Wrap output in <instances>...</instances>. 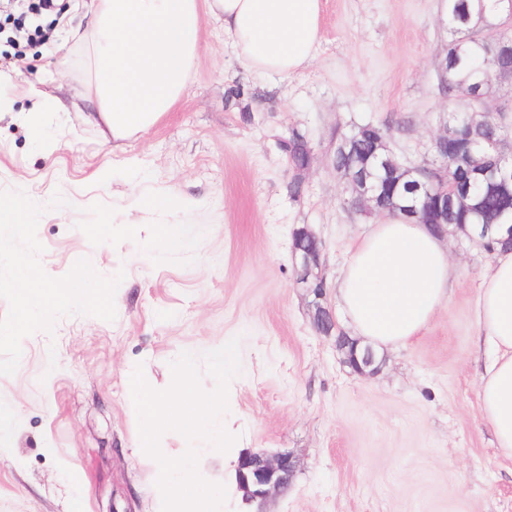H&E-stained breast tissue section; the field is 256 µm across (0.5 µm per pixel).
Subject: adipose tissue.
<instances>
[{
    "instance_id": "obj_1",
    "label": "adipose tissue",
    "mask_w": 512,
    "mask_h": 512,
    "mask_svg": "<svg viewBox=\"0 0 512 512\" xmlns=\"http://www.w3.org/2000/svg\"><path fill=\"white\" fill-rule=\"evenodd\" d=\"M88 21L59 44L77 59L82 99L102 138L129 141L152 128L184 95L201 44L204 17L220 21L224 42L250 69L295 75L320 41V0H85ZM29 107L0 91V112L19 111L45 153L59 148L43 117L66 104L29 86ZM453 265L427 225L386 218L350 252L337 306L361 343L375 351L409 343L450 301ZM491 355L481 377L480 411L501 457L512 459V250H500L473 306Z\"/></svg>"
}]
</instances>
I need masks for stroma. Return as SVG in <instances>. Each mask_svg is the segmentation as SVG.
<instances>
[{"mask_svg": "<svg viewBox=\"0 0 512 512\" xmlns=\"http://www.w3.org/2000/svg\"><path fill=\"white\" fill-rule=\"evenodd\" d=\"M444 0H321V41L309 66L282 80L244 67L219 22L203 21L202 47L181 100L149 131L114 149L78 113L52 120L64 140L54 155L11 115L0 117V191L21 190L45 205L36 236L51 277L81 259L106 278L124 272L116 318L58 317L26 336L13 374L0 375V407L22 416L0 431V512H156L155 460L137 450L129 372L171 386L170 363L185 349L206 352L240 340L241 373L228 412L236 442L162 433L166 457L199 455L203 479L223 485V512H246L235 480L248 451L287 453L297 471L266 512H512V460L501 458L480 414L483 354L472 306L493 256L461 236L449 305L408 345L383 357L374 375L342 362L335 339L312 324L311 297L297 279L295 229L323 245L328 304L350 247L377 214H359L333 165L336 129L389 124L387 145L412 167L432 161L448 100L438 64L453 35ZM72 12L51 38L14 42L0 33V72L14 94L78 88V65L55 64ZM241 85V103L225 91ZM312 148L295 172L281 148L292 130ZM112 186L83 203L99 169ZM189 210L172 216L194 238L167 261L143 260L147 243L132 220L141 179ZM301 181L300 196L289 186ZM61 195L63 207L48 203ZM102 225L103 236L91 228Z\"/></svg>", "mask_w": 512, "mask_h": 512, "instance_id": "35a3bbf8", "label": "stroma"}]
</instances>
